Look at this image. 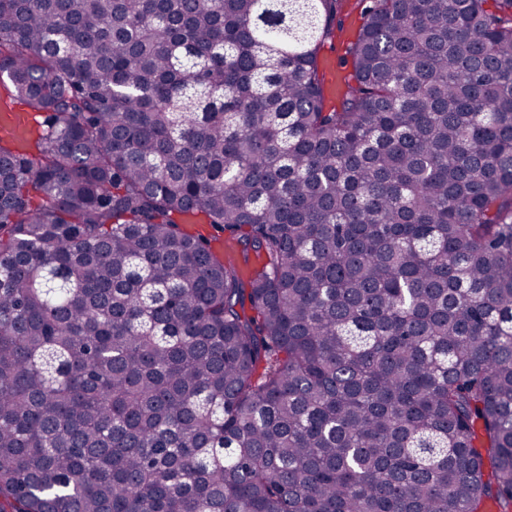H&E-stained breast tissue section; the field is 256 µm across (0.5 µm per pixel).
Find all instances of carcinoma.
Returning <instances> with one entry per match:
<instances>
[{
  "label": "carcinoma",
  "instance_id": "carcinoma-1",
  "mask_svg": "<svg viewBox=\"0 0 512 512\" xmlns=\"http://www.w3.org/2000/svg\"><path fill=\"white\" fill-rule=\"evenodd\" d=\"M337 2L0 0V512H512V0ZM370 1L341 0L333 26V37L321 46L319 52L324 75L331 71L335 76L334 83L327 82V87L330 97L337 105L347 91L344 80L350 77L352 71L351 49L363 22V8L370 5ZM328 59L334 65V69Z\"/></svg>",
  "mask_w": 512,
  "mask_h": 512
}]
</instances>
